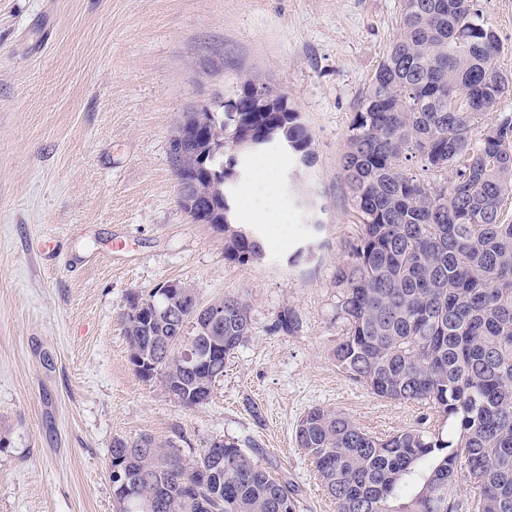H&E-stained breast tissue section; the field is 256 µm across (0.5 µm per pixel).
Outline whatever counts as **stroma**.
Segmentation results:
<instances>
[{"label": "stroma", "mask_w": 512, "mask_h": 512, "mask_svg": "<svg viewBox=\"0 0 512 512\" xmlns=\"http://www.w3.org/2000/svg\"><path fill=\"white\" fill-rule=\"evenodd\" d=\"M512 73V0H473ZM400 0H0V512H117L115 439L149 435L192 456L234 440L296 490V512H336L295 430L310 409L392 435L422 407L376 398L332 357L336 267L357 220L341 157ZM285 92L315 162L272 145L285 221L265 253L226 261L224 237L178 203L169 142L185 113L238 78ZM320 222L319 231L310 223ZM127 253L112 254L113 239ZM306 249L308 257L293 261ZM176 280L201 302L249 305L251 334L205 406L137 378L120 315ZM300 326L273 325L283 310Z\"/></svg>", "instance_id": "35a3bbf8"}]
</instances>
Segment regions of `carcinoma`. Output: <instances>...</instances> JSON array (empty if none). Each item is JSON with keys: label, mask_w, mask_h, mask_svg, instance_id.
Instances as JSON below:
<instances>
[{"label": "carcinoma", "mask_w": 512, "mask_h": 512, "mask_svg": "<svg viewBox=\"0 0 512 512\" xmlns=\"http://www.w3.org/2000/svg\"><path fill=\"white\" fill-rule=\"evenodd\" d=\"M499 52L472 0H401L397 33L353 115L342 169L359 224L336 266L344 333L333 359L376 397L433 410L448 433L379 437L340 413L309 410L295 440L337 512H512V114L489 121L512 76L498 67ZM237 90L243 121L217 104L187 159L171 163L177 180L211 192L227 213L224 259L246 264L264 243L250 229L234 231L229 173L205 153L286 139L303 166L314 156L286 93L264 87L276 98L265 111L252 81L230 94ZM414 159L432 180L411 172ZM173 285L192 292L167 281L132 297L123 329L136 376L194 410L251 335L248 304L212 300L224 306V325L207 332L212 352L192 365L188 354L205 343L189 332L200 311L177 305ZM297 329L294 311L280 314L275 330ZM220 445L216 473L206 449L190 457L148 437L114 440L110 472L125 482L119 512H295L292 487L236 442ZM461 481L474 497L460 498Z\"/></svg>", "instance_id": "carcinoma-1"}]
</instances>
